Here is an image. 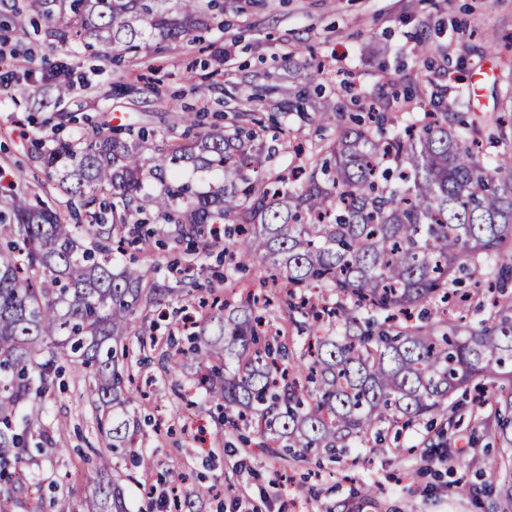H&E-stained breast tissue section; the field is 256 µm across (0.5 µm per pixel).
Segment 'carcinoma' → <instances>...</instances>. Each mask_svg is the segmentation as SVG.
<instances>
[{
  "instance_id": "cac0c4a2",
  "label": "carcinoma",
  "mask_w": 512,
  "mask_h": 512,
  "mask_svg": "<svg viewBox=\"0 0 512 512\" xmlns=\"http://www.w3.org/2000/svg\"><path fill=\"white\" fill-rule=\"evenodd\" d=\"M56 21L50 37L71 48L95 42L138 55L156 44L189 40L207 25L201 0H33ZM432 110L408 123L410 101L381 111L351 100L353 126L321 139L299 183L267 177L276 149L255 144L257 112L184 144L166 141L145 155L141 136L123 141L98 127L84 140H56L40 154L57 189L77 199L69 217L25 192L0 190V469L16 464L31 427L12 425L16 409L42 395L64 357L92 378L101 447L130 445L138 432L128 416L132 375L119 367L126 339L156 346L170 288L156 268L112 269V245L151 239L147 224L167 236L214 248L232 240L233 269L271 273L288 288V319L302 346L271 333L266 305L255 297L228 314L213 313L189 345L165 351L170 375L186 365L221 421L254 430L258 447L319 449L336 458L380 433L448 414L453 395L490 379L508 386L497 401L498 432L512 447V151L498 152L504 117L466 131L460 113L469 98L428 91ZM287 111L314 112L336 124L345 105L327 96L288 93ZM186 164L213 174L208 190L183 180ZM160 185L156 194L145 183ZM228 217L234 228L224 226ZM478 285L457 303L460 275ZM488 317L472 323L465 303ZM141 321H136L137 312ZM509 474L512 452L490 460ZM90 507L127 512L121 490L98 485Z\"/></svg>"
}]
</instances>
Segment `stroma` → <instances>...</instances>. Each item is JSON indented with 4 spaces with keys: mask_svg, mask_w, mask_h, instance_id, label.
Masks as SVG:
<instances>
[{
    "mask_svg": "<svg viewBox=\"0 0 512 512\" xmlns=\"http://www.w3.org/2000/svg\"><path fill=\"white\" fill-rule=\"evenodd\" d=\"M210 24L207 41L226 53L220 76L204 67L206 52L186 41L121 61L97 58L80 45L60 50L30 0H0V48L15 57L13 67L0 69V183L65 207L36 144L49 147L59 137L79 142L100 124L127 140L144 127L175 143L184 132V108L203 113L205 124H223L227 92L236 109L285 122L291 142L333 137L337 127L320 129L296 112L281 116V96H254L259 83L299 87L314 57L325 60V85L334 94L384 102L413 94L416 47L426 40L440 90L451 96L468 89L465 120L472 128L497 115L512 82V0H224ZM60 81L70 84L69 96L58 106L44 104ZM132 259L159 267L169 283L195 282L198 295L277 293L253 270L223 280L227 258L169 239L115 254L114 265ZM128 343V368L143 392L129 408L140 424L132 449L116 454L109 470L98 469L89 379L64 363L42 397V426L58 443L28 448L21 467L35 484L13 487L9 512H88L92 487L108 482L122 486L130 512H166L164 495L171 491L185 499L183 512L502 510L503 477L486 467L503 451L494 387L480 398L458 396L454 422L440 416L394 428L382 449L366 443L333 461L294 457L254 447L248 429L228 428L216 438L205 393L193 385L196 366L183 368V391L174 393L157 362L165 343L145 350L138 337ZM135 452L151 457L152 467H134ZM366 482L375 487L368 497L361 491Z\"/></svg>",
    "mask_w": 512,
    "mask_h": 512,
    "instance_id": "obj_1",
    "label": "stroma"
}]
</instances>
